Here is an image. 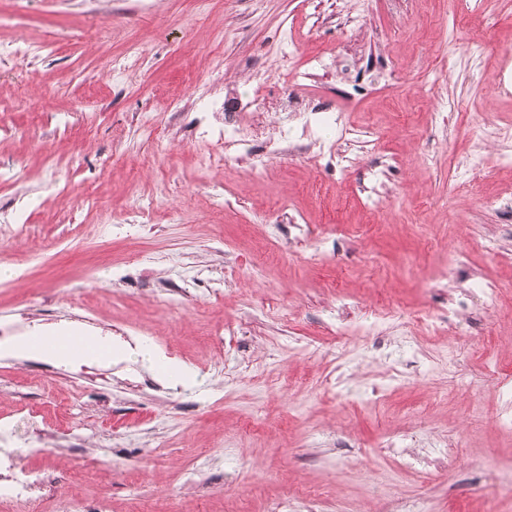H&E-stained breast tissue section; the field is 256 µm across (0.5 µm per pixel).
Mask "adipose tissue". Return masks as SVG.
I'll return each mask as SVG.
<instances>
[{"label":"adipose tissue","instance_id":"ef3b65f1","mask_svg":"<svg viewBox=\"0 0 512 512\" xmlns=\"http://www.w3.org/2000/svg\"><path fill=\"white\" fill-rule=\"evenodd\" d=\"M134 356L140 357L171 385L186 384L190 377L186 366L151 347L141 346L134 350L123 348L114 345L110 337L89 336L67 328L26 331L0 343V358L49 359L65 365L95 363L103 358L118 363Z\"/></svg>","mask_w":512,"mask_h":512}]
</instances>
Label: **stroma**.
Instances as JSON below:
<instances>
[{"label":"stroma","mask_w":512,"mask_h":512,"mask_svg":"<svg viewBox=\"0 0 512 512\" xmlns=\"http://www.w3.org/2000/svg\"><path fill=\"white\" fill-rule=\"evenodd\" d=\"M0 40L35 48L0 57V338L76 326L191 371L0 360L42 512H512V216L486 202L512 194V0H0ZM320 53L303 95L350 137L271 111L313 135L261 176L202 162L203 100Z\"/></svg>","instance_id":"stroma-1"}]
</instances>
